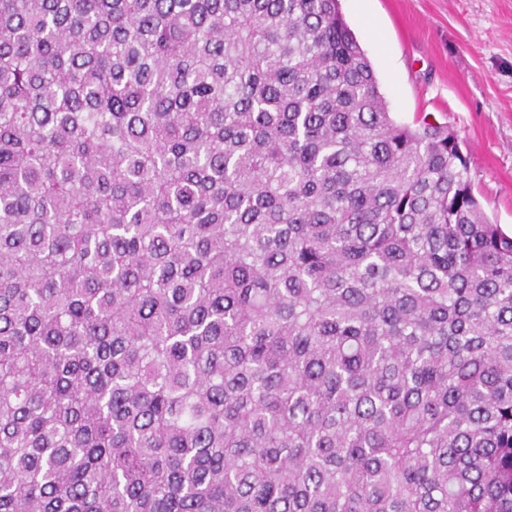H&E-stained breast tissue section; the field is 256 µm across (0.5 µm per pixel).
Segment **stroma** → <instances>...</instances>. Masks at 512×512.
Returning <instances> with one entry per match:
<instances>
[{"instance_id":"obj_1","label":"stroma","mask_w":512,"mask_h":512,"mask_svg":"<svg viewBox=\"0 0 512 512\" xmlns=\"http://www.w3.org/2000/svg\"><path fill=\"white\" fill-rule=\"evenodd\" d=\"M392 118L448 125L491 222L512 227V0H340Z\"/></svg>"}]
</instances>
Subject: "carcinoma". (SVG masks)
<instances>
[{
	"label": "carcinoma",
	"mask_w": 512,
	"mask_h": 512,
	"mask_svg": "<svg viewBox=\"0 0 512 512\" xmlns=\"http://www.w3.org/2000/svg\"><path fill=\"white\" fill-rule=\"evenodd\" d=\"M0 512H512V236L339 0H0Z\"/></svg>",
	"instance_id": "cac0c4a2"
}]
</instances>
